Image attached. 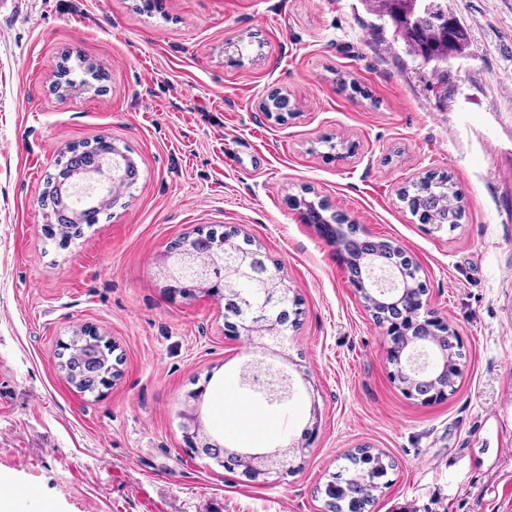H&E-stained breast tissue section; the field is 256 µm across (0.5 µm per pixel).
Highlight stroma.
<instances>
[{
    "label": "stroma",
    "mask_w": 512,
    "mask_h": 512,
    "mask_svg": "<svg viewBox=\"0 0 512 512\" xmlns=\"http://www.w3.org/2000/svg\"><path fill=\"white\" fill-rule=\"evenodd\" d=\"M469 32L448 89L373 30L363 0H7L0 7V479L11 512H326L346 454L394 461L369 512H512V0H448ZM244 45L243 59L224 52ZM100 87L54 92L57 64ZM291 99L278 124L259 108ZM105 137L139 169L100 223L48 239L40 198L61 147ZM355 144L345 158L330 143ZM437 172L457 184L451 233L399 200ZM364 237L404 250L426 314L465 352L455 389L405 393L389 336L346 255L291 205L304 193ZM237 230L277 264L301 311L273 361L295 390L270 405L240 384L251 346L224 303L170 295L175 242ZM91 326L120 374L82 393L62 342ZM242 448L298 447L249 482L193 456L178 413ZM317 430H310L311 418Z\"/></svg>",
    "instance_id": "1"
}]
</instances>
